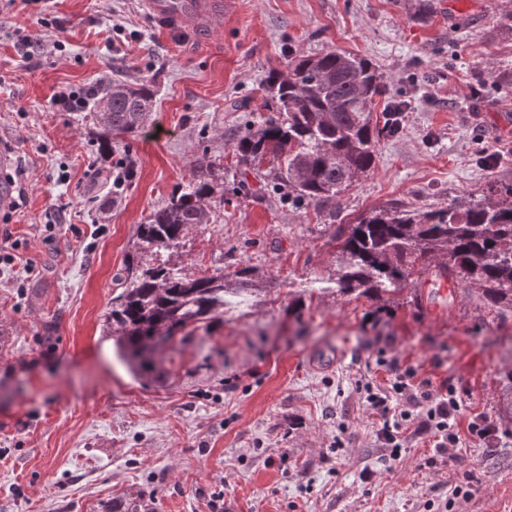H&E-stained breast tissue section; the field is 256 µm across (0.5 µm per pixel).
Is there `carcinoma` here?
<instances>
[{
	"label": "carcinoma",
	"instance_id": "cac0c4a2",
	"mask_svg": "<svg viewBox=\"0 0 512 512\" xmlns=\"http://www.w3.org/2000/svg\"><path fill=\"white\" fill-rule=\"evenodd\" d=\"M266 95L235 143L239 163L265 179L264 187L293 205H329L367 175L377 146L401 128V116L377 113L387 84L364 57L334 50L288 55L283 70L265 79ZM148 84L99 88L85 99L98 113L109 100L103 125L112 134L142 126L153 106ZM215 174L194 175L165 206L138 225L136 242L112 297L106 326L120 358L138 378L156 372L154 354L186 328L210 325L224 312V271L188 275L173 262L191 227L214 223L209 203ZM336 241V292H359L378 301L417 287L423 275L476 287L498 315L512 311V182L492 181L482 194L423 210L389 201L340 224ZM500 419L512 425V367L502 372Z\"/></svg>",
	"mask_w": 512,
	"mask_h": 512
}]
</instances>
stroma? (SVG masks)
<instances>
[{
	"label": "stroma",
	"mask_w": 512,
	"mask_h": 512,
	"mask_svg": "<svg viewBox=\"0 0 512 512\" xmlns=\"http://www.w3.org/2000/svg\"><path fill=\"white\" fill-rule=\"evenodd\" d=\"M219 29L170 27L142 0H17L0 12V142L24 198L0 236V512H512V430L499 417L512 312L488 314L463 283L422 279L379 310L323 289L337 225L397 200L447 207L512 181V0H235ZM40 39L27 57L18 39ZM372 60L409 104L373 169L334 208L225 191L215 223L190 229L176 262L227 273L224 315L156 355L135 378L106 334L138 224L199 167L237 168L243 106L289 53ZM151 81L141 130L112 141L89 112H60L67 89ZM480 97H472V88ZM498 163H484L487 154ZM133 165L120 204L101 172ZM53 232H45L46 224ZM250 267L253 283L233 273ZM456 387L460 442L404 424L399 459L376 437L367 388L392 368ZM488 419L497 438L471 435ZM473 491H465V484Z\"/></svg>",
	"instance_id": "obj_1"
}]
</instances>
